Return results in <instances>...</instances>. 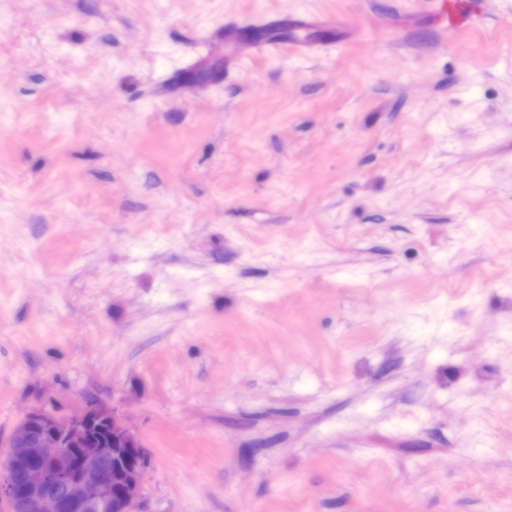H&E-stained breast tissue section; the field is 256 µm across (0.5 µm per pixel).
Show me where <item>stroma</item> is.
<instances>
[{
  "label": "stroma",
  "instance_id": "35a3bbf8",
  "mask_svg": "<svg viewBox=\"0 0 512 512\" xmlns=\"http://www.w3.org/2000/svg\"><path fill=\"white\" fill-rule=\"evenodd\" d=\"M0 0V453L114 410L141 512H512V0ZM310 50L224 61V25ZM436 4L434 22L461 31L471 27L473 16L482 0H433Z\"/></svg>",
  "mask_w": 512,
  "mask_h": 512
}]
</instances>
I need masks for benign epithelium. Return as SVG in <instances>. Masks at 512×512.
Returning a JSON list of instances; mask_svg holds the SVG:
<instances>
[{"label": "benign epithelium", "instance_id": "1", "mask_svg": "<svg viewBox=\"0 0 512 512\" xmlns=\"http://www.w3.org/2000/svg\"><path fill=\"white\" fill-rule=\"evenodd\" d=\"M147 469L139 436L114 412L32 411L0 459V498L11 512H139Z\"/></svg>", "mask_w": 512, "mask_h": 512}]
</instances>
